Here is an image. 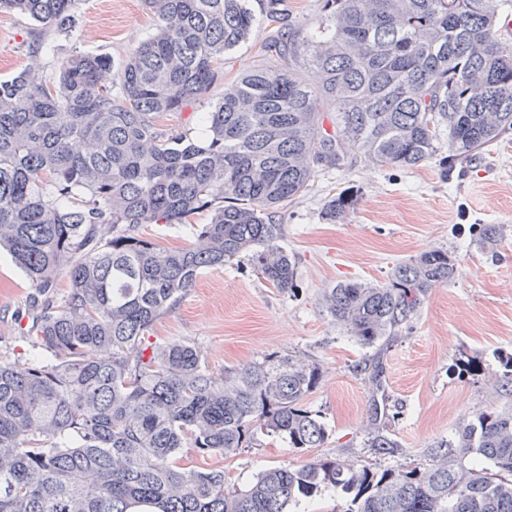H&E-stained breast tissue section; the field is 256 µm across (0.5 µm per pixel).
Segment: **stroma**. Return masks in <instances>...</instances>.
<instances>
[{"label":"stroma","instance_id":"35a3bbf8","mask_svg":"<svg viewBox=\"0 0 512 512\" xmlns=\"http://www.w3.org/2000/svg\"><path fill=\"white\" fill-rule=\"evenodd\" d=\"M76 15L75 29L52 34L50 50L39 56L48 80H56L61 63L78 52L102 53L122 63L156 31L143 0H79ZM39 31L25 17L0 13V80L29 64ZM263 37L256 32L254 41L233 53L207 96L193 105L194 119L174 114L164 119V127L205 137L198 115L223 95L225 83L255 64L256 42ZM341 193L354 196V208L343 219L326 220V202ZM280 222L282 243L298 261L294 291L273 288L247 259L235 260L202 273L181 305L155 322L149 340L193 343L216 375L268 358L318 363L322 379L306 405L320 415L329 436L321 447L300 450L261 435L230 457H203L187 448L183 467L223 469L231 488L264 470L315 458L401 470L424 467L432 463L438 442L476 414L498 407L490 389L500 357L512 354V133L451 177L435 159L400 169L370 165L350 151L343 168L319 172L303 196L283 207ZM479 224L502 226L495 253L481 250ZM434 249L454 252L458 273L428 291L411 330L385 355L383 429L397 447L381 455L367 442L371 394L356 369L364 351L326 312L321 295L349 280L382 282L395 265ZM33 291L0 253V361L25 360L29 344L17 315ZM462 353L477 360V375L455 370Z\"/></svg>","mask_w":512,"mask_h":512}]
</instances>
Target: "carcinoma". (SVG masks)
Wrapping results in <instances>:
<instances>
[{"label":"carcinoma","mask_w":512,"mask_h":512,"mask_svg":"<svg viewBox=\"0 0 512 512\" xmlns=\"http://www.w3.org/2000/svg\"><path fill=\"white\" fill-rule=\"evenodd\" d=\"M77 0H0L44 29L75 28ZM266 0L258 60L204 113L208 135L163 128L202 98L258 28L250 0H144L157 32L120 66L75 53L56 80L38 60L0 81V252L32 282L21 319L31 352L0 362V512H294L328 490L345 512H512V355L495 392L506 403L438 443L410 470L322 458L261 472L228 489L222 470H188L183 448L233 455L257 435L319 448L328 431L305 399L319 364L266 359L211 373L187 341L142 339L206 269L245 257L281 291L296 257L276 214L348 150L407 169L444 171L512 132V0H323L307 38ZM119 92L112 93L114 88ZM332 113V131L324 128ZM353 196L326 204L343 218ZM186 248L139 235L189 224ZM503 228L480 227L494 249ZM457 260L431 250L381 284L324 291L327 312L368 352L369 447L386 454L385 352ZM67 291L54 298L61 277Z\"/></svg>","instance_id":"obj_1"}]
</instances>
